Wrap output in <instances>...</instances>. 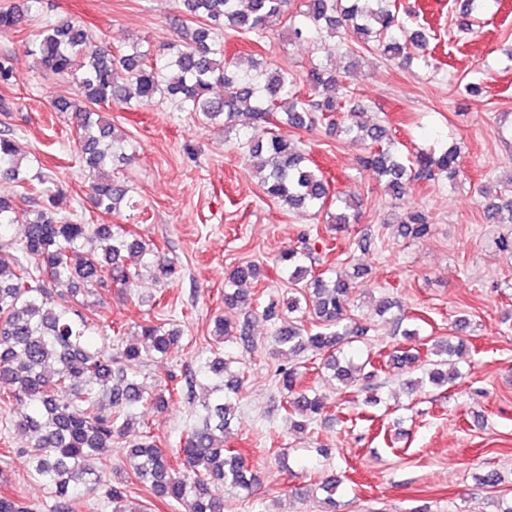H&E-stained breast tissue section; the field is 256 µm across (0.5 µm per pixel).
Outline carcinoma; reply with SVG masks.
Returning a JSON list of instances; mask_svg holds the SVG:
<instances>
[{"instance_id": "carcinoma-1", "label": "carcinoma", "mask_w": 512, "mask_h": 512, "mask_svg": "<svg viewBox=\"0 0 512 512\" xmlns=\"http://www.w3.org/2000/svg\"><path fill=\"white\" fill-rule=\"evenodd\" d=\"M497 0H466L463 15L479 22ZM38 0L0 9V34L19 32ZM182 21L192 27L163 45L157 53L139 42L112 50L97 42L78 19L47 22L28 42L27 53L37 66L76 84L81 100L59 97L55 112L67 115L75 128L76 157L88 178L95 205L104 215L134 207L130 188L114 176L129 165L136 151L117 138L112 124L92 107L112 103L126 110L143 109L156 99L176 102L207 123L228 125L245 117L253 122L275 119L279 126L306 128L319 119L329 133L351 144L371 142L376 149L365 164L385 179L390 197L406 201L417 181L452 178L459 172V153L450 147L439 153L410 155L394 147L386 126L358 121L360 101L348 90L349 71L336 70V53L355 54L377 48L406 64L418 60L429 66L425 31L408 32L399 0H178ZM307 36L326 59L311 64L304 86L285 67L239 61L224 52V31L247 35L256 43L268 38L275 24ZM12 58L0 56V87L16 85ZM224 88V96L212 90ZM243 158L261 182L266 196L291 209L326 211L330 186L312 167L308 154L288 138L272 132L263 139L242 142ZM37 155L25 153L6 132L0 133V180L16 184L12 197L0 196V405L15 414V426L34 437L29 448L12 452L25 459L28 473L52 486L51 512H74L79 491L90 494L108 484L112 512H137L126 504L125 479L108 480L98 466L112 456L115 440L137 420L140 410L167 409L178 398L192 404L196 387L211 383L197 423L180 439L177 461L153 440L150 430L123 448L128 473L151 493L185 512H224V487L251 493L261 489L260 476L236 450L224 447V436L236 413L235 395L242 378L230 369L224 339L239 335L253 342L250 320H277L269 354L311 351L324 359L345 388L366 394L365 404L377 403L379 369L340 361L336 353L365 336L370 327L353 317L347 299L362 284L365 271L344 266L314 273L305 265L310 248L284 250L278 264L291 283L300 286L288 299L286 313L253 304L247 285L260 277V266L246 263L225 277L224 314L213 320L214 344L199 356L197 369L175 385L152 392L139 380L134 366L168 354L181 340V331L163 319L135 324L140 343L125 344L123 326H109L110 341L92 342L97 323L76 309L78 296L101 294L110 288L133 287L139 270L168 285L180 277L152 240L138 237L119 224H90L71 205L66 192L49 175L32 173ZM508 213L512 223V193L489 200L488 217ZM355 197H336L332 224L359 220ZM430 224L415 208L390 226L389 238H418ZM244 315L241 322L234 320ZM462 340L437 341L423 365L429 384L443 388L456 383L461 372L450 358H463ZM299 367L280 369L281 404L293 427L306 430L322 418L326 404L300 387Z\"/></svg>"}]
</instances>
